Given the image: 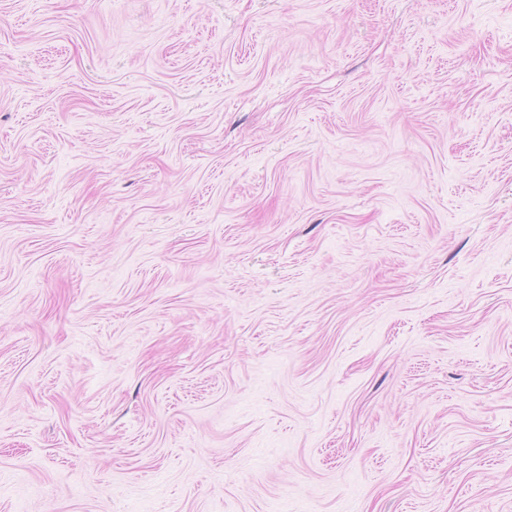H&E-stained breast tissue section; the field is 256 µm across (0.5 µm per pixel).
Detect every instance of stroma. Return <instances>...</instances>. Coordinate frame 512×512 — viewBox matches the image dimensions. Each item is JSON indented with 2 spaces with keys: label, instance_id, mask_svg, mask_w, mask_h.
Segmentation results:
<instances>
[{
  "label": "stroma",
  "instance_id": "stroma-1",
  "mask_svg": "<svg viewBox=\"0 0 512 512\" xmlns=\"http://www.w3.org/2000/svg\"><path fill=\"white\" fill-rule=\"evenodd\" d=\"M0 512H512V0H0Z\"/></svg>",
  "mask_w": 512,
  "mask_h": 512
}]
</instances>
